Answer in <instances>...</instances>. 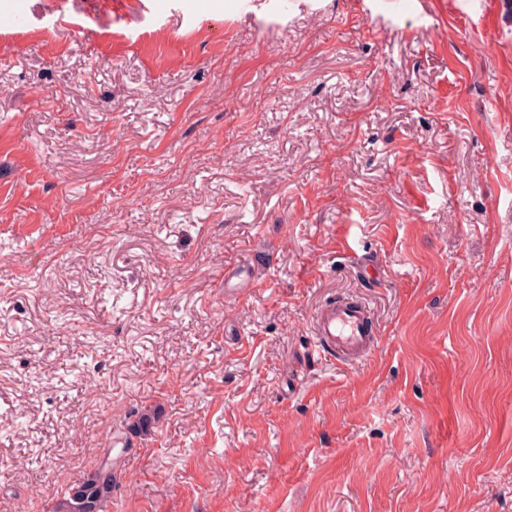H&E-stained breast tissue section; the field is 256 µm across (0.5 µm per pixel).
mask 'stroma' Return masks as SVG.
I'll list each match as a JSON object with an SVG mask.
<instances>
[{"mask_svg": "<svg viewBox=\"0 0 512 512\" xmlns=\"http://www.w3.org/2000/svg\"><path fill=\"white\" fill-rule=\"evenodd\" d=\"M55 2L0 0V512L107 457L110 512H512V0ZM369 308L358 303L326 302L312 319V334L325 358L357 361L376 345Z\"/></svg>", "mask_w": 512, "mask_h": 512, "instance_id": "35a3bbf8", "label": "stroma"}]
</instances>
